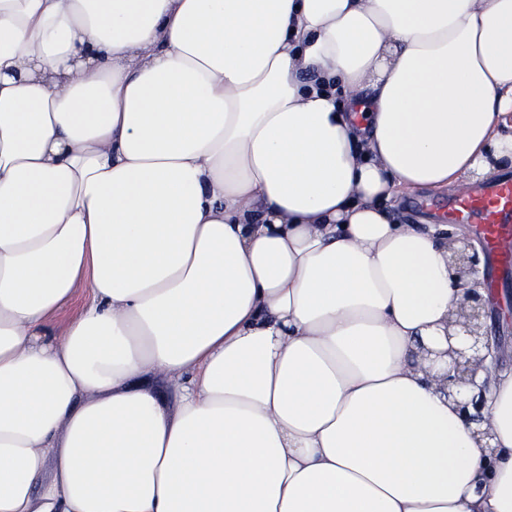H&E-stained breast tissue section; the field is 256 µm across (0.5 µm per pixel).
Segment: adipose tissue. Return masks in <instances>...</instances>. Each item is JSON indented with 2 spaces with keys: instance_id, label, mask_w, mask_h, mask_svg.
<instances>
[{
  "instance_id": "obj_1",
  "label": "adipose tissue",
  "mask_w": 512,
  "mask_h": 512,
  "mask_svg": "<svg viewBox=\"0 0 512 512\" xmlns=\"http://www.w3.org/2000/svg\"><path fill=\"white\" fill-rule=\"evenodd\" d=\"M511 119L512 0H0V512H512L386 207Z\"/></svg>"
}]
</instances>
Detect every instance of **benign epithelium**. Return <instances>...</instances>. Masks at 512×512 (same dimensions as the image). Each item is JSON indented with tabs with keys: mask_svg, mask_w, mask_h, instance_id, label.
Instances as JSON below:
<instances>
[{
	"mask_svg": "<svg viewBox=\"0 0 512 512\" xmlns=\"http://www.w3.org/2000/svg\"><path fill=\"white\" fill-rule=\"evenodd\" d=\"M449 264L454 267L456 276L461 281L473 283L466 289L462 300L451 313V323L458 328L456 335L470 341L465 348L451 345L453 335L445 336L448 348L434 352L435 358H451V365L440 390L451 396V386L455 384L475 383L478 372L485 369L487 353L492 351V344L485 332L484 319L487 316V297L492 292L491 284L479 278L478 254L472 242L466 238H454L448 244Z\"/></svg>",
	"mask_w": 512,
	"mask_h": 512,
	"instance_id": "1",
	"label": "benign epithelium"
}]
</instances>
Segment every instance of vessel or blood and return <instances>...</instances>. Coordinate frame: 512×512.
Returning a JSON list of instances; mask_svg holds the SVG:
<instances>
[{
	"mask_svg": "<svg viewBox=\"0 0 512 512\" xmlns=\"http://www.w3.org/2000/svg\"><path fill=\"white\" fill-rule=\"evenodd\" d=\"M449 215L480 224L491 251L502 261L512 262V250L507 247L512 234L503 230L512 223V180H499L460 195L451 204Z\"/></svg>",
	"mask_w": 512,
	"mask_h": 512,
	"instance_id": "1",
	"label": "vessel or blood"
}]
</instances>
